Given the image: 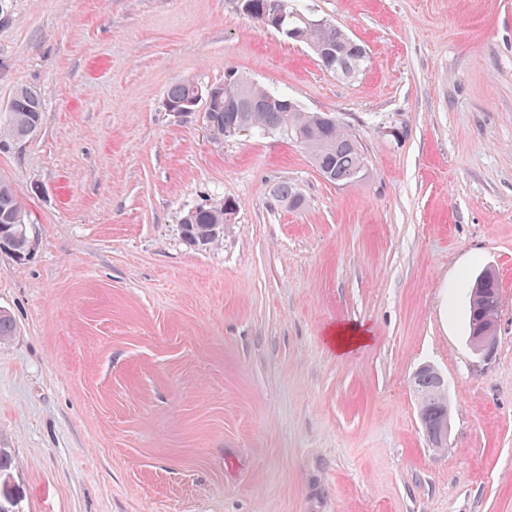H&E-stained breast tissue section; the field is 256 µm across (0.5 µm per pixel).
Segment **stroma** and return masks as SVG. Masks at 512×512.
I'll return each mask as SVG.
<instances>
[{
	"mask_svg": "<svg viewBox=\"0 0 512 512\" xmlns=\"http://www.w3.org/2000/svg\"><path fill=\"white\" fill-rule=\"evenodd\" d=\"M297 5L364 44L358 75L237 0H0V110L27 86L44 111L0 148L32 242L0 253L13 512H512V0ZM231 69L333 113L364 175L167 110L172 84ZM227 199L223 239L189 245L183 214ZM485 268L486 362L467 318ZM339 322L370 341L338 356ZM424 364L451 404L440 449ZM486 276L488 281L484 288H487L488 299H491L489 301H493V304L492 302H481L480 300L473 301V299H471V294L468 300V328L470 336L468 341L474 354L483 361H487L493 354L497 344V336L471 335L474 330L476 332H480L487 330L491 325L496 327L497 314L500 307V287L497 282V277L490 270H486ZM484 288L481 287V280L478 277L473 288V297H481ZM484 326L485 329L483 328ZM433 373L421 372L431 371ZM413 375L411 383L414 391L418 395L419 401V417L421 420V426L424 432V425H428L430 428H435L440 420L448 411L451 413V405L448 401V396L441 389L440 386H444L445 381L442 375L431 365H423L419 367ZM439 383H438V379ZM440 385V386H439ZM449 430L448 415H446L440 422V424L431 432L427 433V439L433 448L447 447Z\"/></svg>",
	"mask_w": 512,
	"mask_h": 512,
	"instance_id": "35a3bbf8",
	"label": "stroma"
}]
</instances>
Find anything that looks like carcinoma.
I'll use <instances>...</instances> for the list:
<instances>
[{
  "mask_svg": "<svg viewBox=\"0 0 512 512\" xmlns=\"http://www.w3.org/2000/svg\"><path fill=\"white\" fill-rule=\"evenodd\" d=\"M269 0H252L253 13L250 19L261 27L284 30H299L301 41H319L338 47L333 55L320 56L318 61L327 71L345 78H352L364 67L367 51L363 44L348 39L346 34L330 25L319 29H308L300 21L299 15H286L278 18L268 8ZM197 85L181 81L169 87L166 93L168 104L174 108L184 107L195 96ZM224 118L250 124L256 128L272 132L301 135L298 143L308 152L316 169L333 183H351L355 175L364 171V158L358 142L340 125H322L314 118V113L304 110L287 94L272 100L259 87L249 93L246 104L238 112H225ZM42 122V101L37 91L22 87L10 102V111L0 113V143L19 142L34 134V129ZM279 201L290 207L301 205L302 199L296 190L286 184H279L274 190ZM233 205L235 201L226 199L222 205H201L192 210L191 224L182 228L185 240L193 243L198 236L207 237V243L216 241L224 228L223 205ZM23 213L21 202L12 186L0 180V241L7 244L10 254L18 260L26 258L31 251L29 236L15 233L13 220ZM485 284L489 301L468 300L469 332L482 331L496 325L500 307V287L496 275L486 271ZM418 395L421 424L435 428L451 410L448 396L439 386L437 376L432 373L416 375L411 380ZM12 457L0 449V512H11L12 497L3 490L4 482L11 477Z\"/></svg>",
  "mask_w": 512,
  "mask_h": 512,
  "instance_id": "carcinoma-1",
  "label": "carcinoma"
}]
</instances>
